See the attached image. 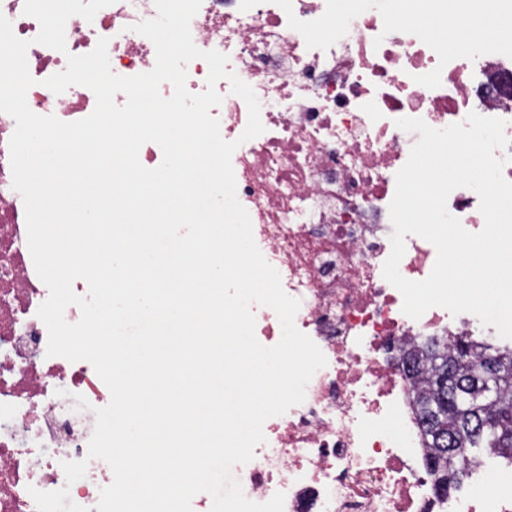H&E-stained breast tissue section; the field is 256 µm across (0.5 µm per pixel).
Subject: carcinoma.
Wrapping results in <instances>:
<instances>
[{"mask_svg": "<svg viewBox=\"0 0 512 512\" xmlns=\"http://www.w3.org/2000/svg\"><path fill=\"white\" fill-rule=\"evenodd\" d=\"M426 339L409 350L410 377L416 379L415 406L427 453L425 466L435 484L456 489L461 480L448 479L458 467L450 448H467L466 467H471L486 449L512 461V406L480 409V424H469L468 412L460 409V398L485 384L486 376L475 369L485 358L496 362V376L504 398L512 403V348L500 349L463 336L438 340L436 350L445 359L429 356Z\"/></svg>", "mask_w": 512, "mask_h": 512, "instance_id": "obj_1", "label": "carcinoma"}]
</instances>
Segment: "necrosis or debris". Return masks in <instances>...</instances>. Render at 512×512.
I'll return each instance as SVG.
<instances>
[{
    "mask_svg": "<svg viewBox=\"0 0 512 512\" xmlns=\"http://www.w3.org/2000/svg\"><path fill=\"white\" fill-rule=\"evenodd\" d=\"M25 0H0L14 34L29 41L33 86L27 104L64 122L88 117L93 92L82 85L54 94L45 79L68 55L90 53L107 38L113 73L150 71L153 42L134 24L157 15L155 0H115L93 21L70 17L66 49L39 44L40 25ZM503 0L467 13L479 31L432 37L436 19L455 17L432 0L418 20L387 8L342 13L339 0H202L191 22L194 44L229 58L228 68L255 91L264 133L240 142L248 108L219 80L223 100L210 113L232 155L237 196L255 243L300 300L297 329L327 364L303 403L266 420L255 457L236 466L244 495L256 503L285 496L284 512H512V497L485 478L439 495L421 472L424 448L412 413V380L396 365L400 349L428 331L475 336L479 319L442 307L419 319L383 277L391 252L389 205L411 141L397 119L442 129L469 113L505 123L512 154V95L492 91L512 79V37L491 36ZM14 119L0 113V512H97L108 464L90 457L94 408L111 394L94 367L47 354L38 317L49 290L28 248L26 212L12 187L9 140ZM399 270L426 279L435 247L409 235ZM87 408H78L77 397Z\"/></svg>",
    "mask_w": 512,
    "mask_h": 512,
    "instance_id": "necrosis-or-debris-1",
    "label": "necrosis or debris"
}]
</instances>
